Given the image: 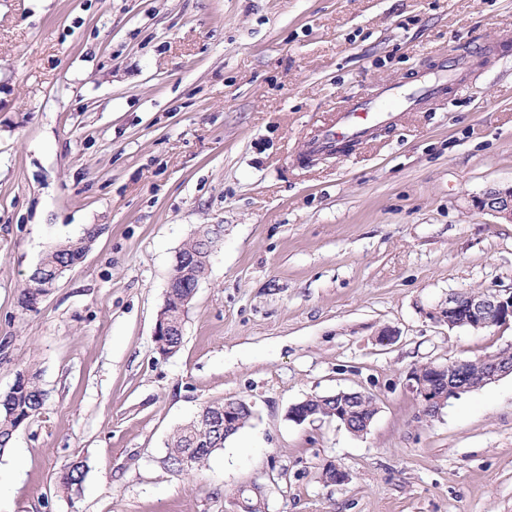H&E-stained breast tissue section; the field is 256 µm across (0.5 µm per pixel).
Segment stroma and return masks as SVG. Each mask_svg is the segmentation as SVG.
Wrapping results in <instances>:
<instances>
[{"label":"stroma","mask_w":512,"mask_h":512,"mask_svg":"<svg viewBox=\"0 0 512 512\" xmlns=\"http://www.w3.org/2000/svg\"><path fill=\"white\" fill-rule=\"evenodd\" d=\"M454 51L470 67L445 100L299 163L349 97ZM510 184L512 0H0V393L28 364L47 393L0 453V512H229L251 483L267 512H512V375L432 417L407 385L512 346L510 325L426 314L512 289V223L474 204ZM203 224L224 241L164 357L157 316ZM93 225L22 310L43 253ZM339 390L375 399L366 434L289 420ZM233 399L253 418L206 466L162 465L178 426ZM330 462L348 482H323ZM100 232L99 227L91 226L84 229L80 236L68 238L51 247L28 276L26 287L19 298L22 310H34L39 299L56 287L61 278L55 276L57 269L60 266L73 268L81 263Z\"/></svg>","instance_id":"1"}]
</instances>
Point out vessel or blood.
I'll list each match as a JSON object with an SVG mask.
<instances>
[{
    "label": "vessel or blood",
    "instance_id": "vessel-or-blood-1",
    "mask_svg": "<svg viewBox=\"0 0 512 512\" xmlns=\"http://www.w3.org/2000/svg\"><path fill=\"white\" fill-rule=\"evenodd\" d=\"M464 64L465 59L460 56L455 68L423 74L408 84L386 85L374 94L352 97L334 120L319 128L307 141L303 160L343 154L367 140L379 125L390 122L394 113L419 112L431 107L448 84L457 81V69Z\"/></svg>",
    "mask_w": 512,
    "mask_h": 512
}]
</instances>
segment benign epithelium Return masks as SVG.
Instances as JSON below:
<instances>
[{"instance_id": "obj_1", "label": "benign epithelium", "mask_w": 512, "mask_h": 512, "mask_svg": "<svg viewBox=\"0 0 512 512\" xmlns=\"http://www.w3.org/2000/svg\"><path fill=\"white\" fill-rule=\"evenodd\" d=\"M482 210L493 213L507 223H512V185L491 188L475 200ZM435 322L449 328L490 329L512 325V291L484 290L476 293H454L448 296V302L427 311ZM183 334V321L173 320L160 315L154 336H180ZM468 362L465 360L427 364V373L412 370L408 375V386L415 394L421 407L426 412L437 414L451 399L473 389L467 380ZM512 374V347L495 354L485 365L481 385H486L499 378ZM357 392L339 391L336 399V421L340 422L353 434H364L372 421L370 416L357 415L354 408ZM241 402H224L223 428L228 432L239 426ZM311 409L308 400L299 401L290 406L288 419L301 424L308 420ZM325 479L329 483L341 484L348 481V473L335 463H328L323 468Z\"/></svg>"}]
</instances>
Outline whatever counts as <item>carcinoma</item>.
<instances>
[{
  "label": "carcinoma",
  "instance_id": "cac0c4a2",
  "mask_svg": "<svg viewBox=\"0 0 512 512\" xmlns=\"http://www.w3.org/2000/svg\"><path fill=\"white\" fill-rule=\"evenodd\" d=\"M211 226L205 225L189 238L178 250L175 271L178 272L177 287L166 289L165 311L176 312L184 305L194 289L195 282L201 280L207 267L201 260L207 243L205 234ZM101 228L91 226L75 238H68L51 247L39 260L28 276L19 304L25 311L35 309L39 299L56 287L59 278L55 272L61 266L72 268L81 263L91 250ZM47 393L40 384L39 373L21 370L15 383L6 392L0 393V452L11 443L14 435L30 419L44 410ZM309 405L315 415L322 418L335 416V400L328 396L314 395ZM223 403L212 402L203 405L197 415L180 426L170 437L164 456L169 470L182 474L205 466L210 456L224 448V433L215 428V421L221 417ZM86 475V465L79 461L70 464L60 476V487L70 491L80 486Z\"/></svg>",
  "mask_w": 512,
  "mask_h": 512
}]
</instances>
